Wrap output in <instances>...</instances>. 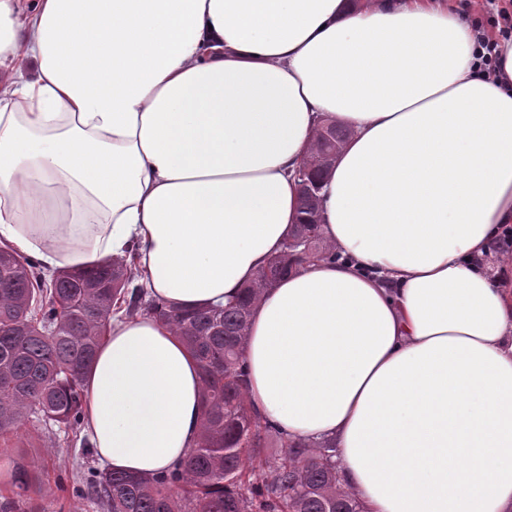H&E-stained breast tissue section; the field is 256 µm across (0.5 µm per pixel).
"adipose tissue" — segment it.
<instances>
[{"label":"adipose tissue","instance_id":"1","mask_svg":"<svg viewBox=\"0 0 512 512\" xmlns=\"http://www.w3.org/2000/svg\"><path fill=\"white\" fill-rule=\"evenodd\" d=\"M457 0H0V247L46 275L137 253L140 284L223 305L303 218L319 129L338 262L264 289L255 414L332 441L364 512H512V39L473 66ZM106 466L199 441L202 380L159 318L113 317L84 379ZM324 129L326 131V137L322 136L321 139L318 137L316 149L313 154V156H314L313 162L316 163V166H313L314 171H315V173H314L315 177H318L320 172L322 171V166L319 163L321 157L325 154H329V153L333 152L334 150L337 151L338 148H336V146L341 144L348 135L347 130L343 129L342 127H338L336 125H334V126L327 125ZM325 131L324 130L321 131L320 134L325 135ZM334 157H335V152L328 155L325 158V165L328 166L330 164L332 158H334Z\"/></svg>","mask_w":512,"mask_h":512}]
</instances>
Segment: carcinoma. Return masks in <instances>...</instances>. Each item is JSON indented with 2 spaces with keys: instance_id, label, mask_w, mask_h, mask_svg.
Masks as SVG:
<instances>
[{
  "instance_id": "obj_1",
  "label": "carcinoma",
  "mask_w": 512,
  "mask_h": 512,
  "mask_svg": "<svg viewBox=\"0 0 512 512\" xmlns=\"http://www.w3.org/2000/svg\"><path fill=\"white\" fill-rule=\"evenodd\" d=\"M317 140L320 159L348 135L336 125ZM295 236L311 237L312 249L278 255L223 307L180 309L133 284L135 273L115 259L91 273L61 271L46 279L34 261L0 249V435L34 415L75 434L83 429V377L104 340L112 315H155L174 329L201 370L203 414L199 445L172 467L149 477L102 468L94 471L90 496L103 512H362L341 482L328 441L294 443L265 461L258 473L249 461L280 429L261 422L248 402L244 344L251 307L296 263L336 260L318 226L299 224ZM43 474L19 468L0 487V512H35L33 496L45 491Z\"/></svg>"
}]
</instances>
